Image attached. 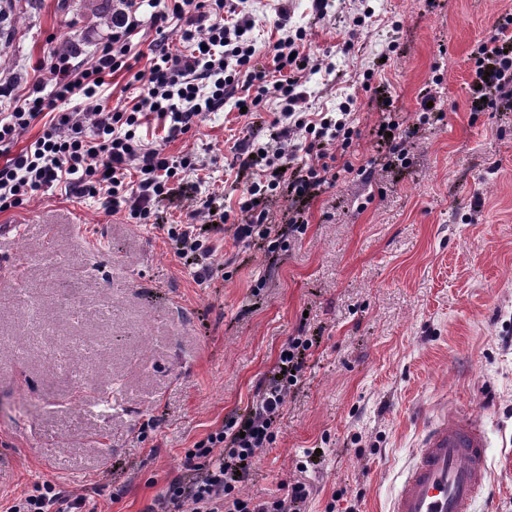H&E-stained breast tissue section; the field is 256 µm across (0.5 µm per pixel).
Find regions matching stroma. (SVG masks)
<instances>
[{
  "label": "stroma",
  "instance_id": "35a3bbf8",
  "mask_svg": "<svg viewBox=\"0 0 512 512\" xmlns=\"http://www.w3.org/2000/svg\"><path fill=\"white\" fill-rule=\"evenodd\" d=\"M111 0H0V75L19 86L52 48L87 59L110 29ZM260 66L279 37L322 63L302 78L310 119L352 100L340 173L308 206L303 232L269 253L234 237L253 180L233 144L267 139L278 110L233 104L164 140L213 174L230 212L197 282L162 230L49 188L0 212V503L52 480L97 512H143L180 474L187 448L254 397L281 346L319 336L275 438L243 491L296 482L306 512H388L417 448L423 412L463 408L490 438V493L475 512H512V110L475 112L471 53L512 0H248ZM373 15L357 38L350 18ZM441 120L419 124L425 95ZM416 127L384 167L382 118Z\"/></svg>",
  "mask_w": 512,
  "mask_h": 512
}]
</instances>
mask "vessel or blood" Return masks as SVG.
I'll use <instances>...</instances> for the list:
<instances>
[{
  "label": "vessel or blood",
  "instance_id": "1",
  "mask_svg": "<svg viewBox=\"0 0 512 512\" xmlns=\"http://www.w3.org/2000/svg\"><path fill=\"white\" fill-rule=\"evenodd\" d=\"M488 437L482 419L441 409L425 427L389 512H475L489 488Z\"/></svg>",
  "mask_w": 512,
  "mask_h": 512
}]
</instances>
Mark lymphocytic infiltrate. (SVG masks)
I'll list each match as a JSON object with an SVG mask.
<instances>
[{"mask_svg": "<svg viewBox=\"0 0 512 512\" xmlns=\"http://www.w3.org/2000/svg\"><path fill=\"white\" fill-rule=\"evenodd\" d=\"M112 14V31L91 61L48 51L36 66L38 79L24 92L14 82L0 79V99L12 107L0 119V212L24 204L45 188L63 186L77 199H95L112 214L126 213L140 224L150 223L158 204L182 196L184 182L198 166L191 154L175 158L163 148L142 144L143 118L156 115L169 138L188 132L203 114L235 107L258 110L265 97L282 103L279 117L267 140L244 139L234 144V159L241 169H255L256 177L240 203L244 218L235 236L275 250L286 248L285 234L277 232L269 194L311 196L313 190L334 185L335 168L370 178L366 167L339 164L353 141L347 124L350 111L339 105L337 115L322 116L313 123L302 116L306 101L299 79L312 67L309 56L298 53L303 30H289L287 13L276 26L281 38L273 45L274 71L256 67L255 23L239 12L235 0H149V20L156 36L149 44L148 71H133L129 39L142 23L138 0H120ZM179 20V37L187 52L171 51L165 31ZM480 72L486 73L472 109L501 105L512 107V17H501L492 34L474 52ZM129 71L139 84L132 106L103 105L99 93L104 79ZM81 96L86 111L56 112L57 102ZM45 127L22 150H14L18 136L36 122ZM301 131V142L291 132ZM195 209L185 224L166 227L177 255L195 266L194 277L205 282L212 274L204 257L212 255L211 239L222 234L229 214L217 206L213 193H202L193 184ZM313 337H289L279 351L277 364L260 385L243 414L196 442L185 452L181 474L145 512H301L309 492L297 482L287 492L267 500L242 497L240 488L251 476L260 453L274 439V429L285 399L297 386ZM86 495L68 494L52 481L35 483L5 512H83Z\"/></svg>", "mask_w": 512, "mask_h": 512, "instance_id": "1", "label": "lymphocytic infiltrate"}]
</instances>
